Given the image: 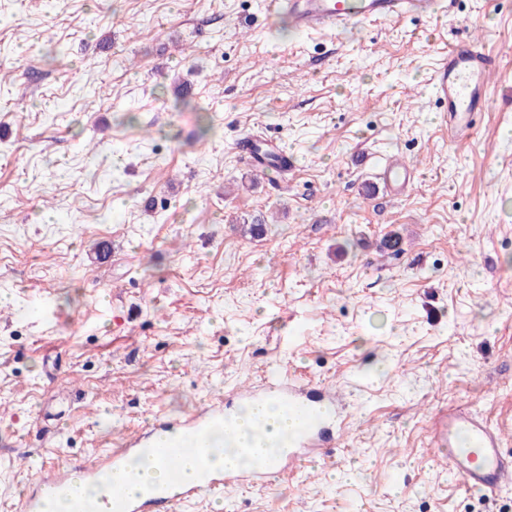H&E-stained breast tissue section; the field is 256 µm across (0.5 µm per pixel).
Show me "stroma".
Wrapping results in <instances>:
<instances>
[{
	"instance_id": "35a3bbf8",
	"label": "stroma",
	"mask_w": 512,
	"mask_h": 512,
	"mask_svg": "<svg viewBox=\"0 0 512 512\" xmlns=\"http://www.w3.org/2000/svg\"><path fill=\"white\" fill-rule=\"evenodd\" d=\"M461 34L500 67L457 143L425 79ZM511 39L512 0L328 34L264 0H0V512L271 370L340 390L349 431L178 512H512L427 431L512 423ZM252 134L293 169H248ZM392 159L417 180L366 194Z\"/></svg>"
}]
</instances>
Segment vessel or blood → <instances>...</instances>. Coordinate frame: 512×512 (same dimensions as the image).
<instances>
[{"label":"vessel or blood","mask_w":512,"mask_h":512,"mask_svg":"<svg viewBox=\"0 0 512 512\" xmlns=\"http://www.w3.org/2000/svg\"><path fill=\"white\" fill-rule=\"evenodd\" d=\"M268 9L286 15L296 29L335 32L359 23L436 17L444 11V0H268ZM498 64V57L471 37L453 40L447 53L437 59L428 85L441 111L448 114L453 140H467L477 115L486 111L487 77ZM236 148L247 166L258 170L285 169L292 164L273 138L257 141L246 137ZM416 176L414 169L394 162L386 163L379 174L395 197L402 195ZM268 400L277 401L297 418L286 450L278 454L255 455L248 466L224 472L208 469L198 482H185L181 462L188 443L206 439L212 429L227 426L232 420L235 405L217 401L175 423L155 419L147 432L92 463L77 464L70 472L45 474L26 497L24 512H40L42 504L60 494L76 473L91 483L104 482L105 493L96 502L97 512H174L178 504L223 491L230 484L264 486L273 475L287 473L309 455L329 452L336 436L348 425L346 418L337 415L334 399L326 397L321 388L288 382L280 371L268 372L260 385L237 393L235 404ZM430 435L436 457L448 464L467 490L484 494L512 485V451L504 447L502 425L489 424L460 406L437 414L430 424ZM146 454L155 456L169 471L163 490L133 497L122 485L109 483L114 470L129 468L132 461Z\"/></svg>","instance_id":"1"}]
</instances>
